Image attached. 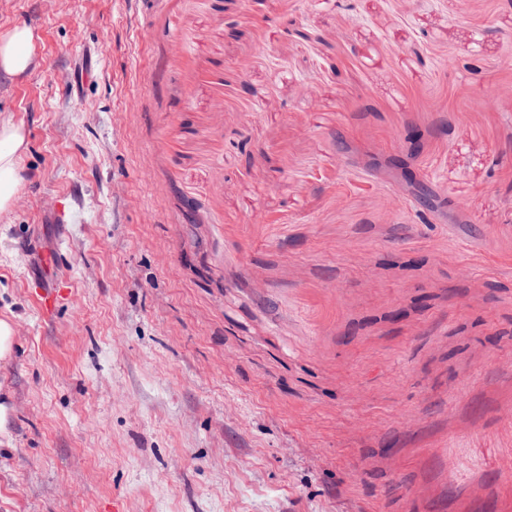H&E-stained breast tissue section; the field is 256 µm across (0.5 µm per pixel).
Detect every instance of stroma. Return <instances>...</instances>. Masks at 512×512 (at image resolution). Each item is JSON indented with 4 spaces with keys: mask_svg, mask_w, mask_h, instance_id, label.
<instances>
[{
    "mask_svg": "<svg viewBox=\"0 0 512 512\" xmlns=\"http://www.w3.org/2000/svg\"><path fill=\"white\" fill-rule=\"evenodd\" d=\"M16 27L0 512H512V0H0ZM414 130L435 211L384 166ZM33 43L31 30L25 27H16L3 36L0 35V74H24L33 63ZM14 327L7 318H0V364L7 365L13 358Z\"/></svg>",
    "mask_w": 512,
    "mask_h": 512,
    "instance_id": "35a3bbf8",
    "label": "stroma"
}]
</instances>
